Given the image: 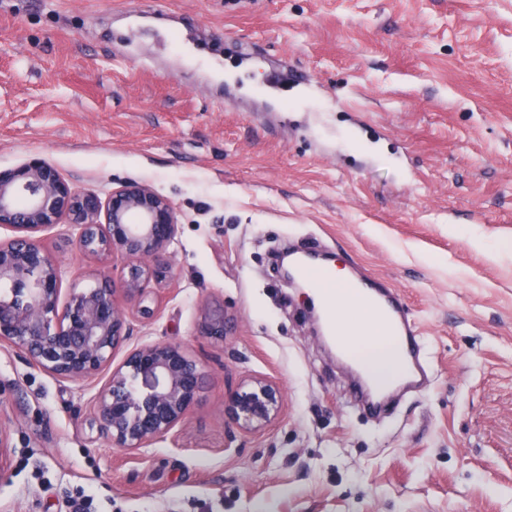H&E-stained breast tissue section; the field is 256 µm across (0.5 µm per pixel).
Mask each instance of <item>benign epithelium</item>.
<instances>
[{
	"mask_svg": "<svg viewBox=\"0 0 512 512\" xmlns=\"http://www.w3.org/2000/svg\"><path fill=\"white\" fill-rule=\"evenodd\" d=\"M64 224L85 257H116L121 264L94 274L96 283L62 296V270L41 243L42 234ZM0 344L33 367L82 385L109 373L92 398L94 422L120 450H140L167 437L198 400L204 367L184 347L165 341L141 344L112 366L132 336L137 305L154 315L152 284L174 276L170 247L178 233L172 202L146 183L124 182L102 198L78 191L39 156L0 170ZM200 335L224 341V306L200 302ZM280 387L249 377L228 396L224 419L253 434L275 423L282 411ZM10 416L0 407V459L10 448Z\"/></svg>",
	"mask_w": 512,
	"mask_h": 512,
	"instance_id": "1",
	"label": "benign epithelium"
}]
</instances>
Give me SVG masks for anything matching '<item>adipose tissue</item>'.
I'll return each instance as SVG.
<instances>
[{"mask_svg": "<svg viewBox=\"0 0 512 512\" xmlns=\"http://www.w3.org/2000/svg\"><path fill=\"white\" fill-rule=\"evenodd\" d=\"M349 329L362 334V344L367 352L365 366L380 385L391 384L397 373L393 340L384 332L382 322L367 308L353 311L348 320Z\"/></svg>", "mask_w": 512, "mask_h": 512, "instance_id": "adipose-tissue-1", "label": "adipose tissue"}]
</instances>
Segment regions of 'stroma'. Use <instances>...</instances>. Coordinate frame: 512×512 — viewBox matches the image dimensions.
<instances>
[{
	"label": "stroma",
	"mask_w": 512,
	"mask_h": 512,
	"mask_svg": "<svg viewBox=\"0 0 512 512\" xmlns=\"http://www.w3.org/2000/svg\"><path fill=\"white\" fill-rule=\"evenodd\" d=\"M34 155L75 189L172 201L174 278L130 342L180 344L205 377L169 436L122 451L92 389L0 346V512L83 492L92 512H512V0H0V168ZM67 232L42 244L82 288L99 263ZM292 241L399 294L428 388L364 412L274 268ZM247 376L284 405L235 436ZM200 321L199 333L201 336L214 341L224 340V306L212 304L208 300L199 304Z\"/></svg>",
	"instance_id": "35a3bbf8"
}]
</instances>
